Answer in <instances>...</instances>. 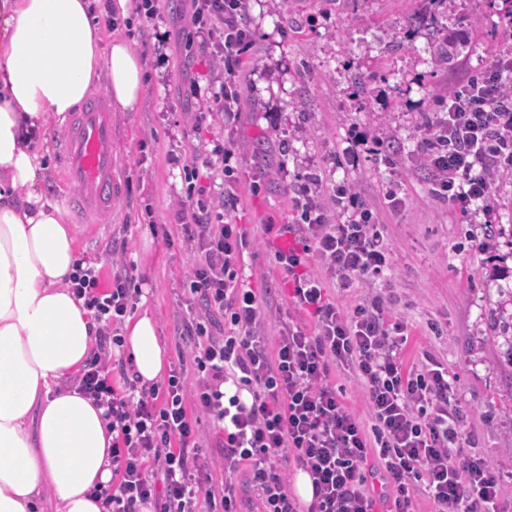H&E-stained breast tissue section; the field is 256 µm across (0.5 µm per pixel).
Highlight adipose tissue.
Listing matches in <instances>:
<instances>
[{"label": "adipose tissue", "mask_w": 512, "mask_h": 512, "mask_svg": "<svg viewBox=\"0 0 512 512\" xmlns=\"http://www.w3.org/2000/svg\"><path fill=\"white\" fill-rule=\"evenodd\" d=\"M99 0H0V512H111L112 432L77 377L97 323L69 288L72 231L44 195L49 173L24 131L73 111L91 86L138 111L146 67L105 34ZM119 352L140 385L167 365L158 320L127 319Z\"/></svg>", "instance_id": "obj_1"}]
</instances>
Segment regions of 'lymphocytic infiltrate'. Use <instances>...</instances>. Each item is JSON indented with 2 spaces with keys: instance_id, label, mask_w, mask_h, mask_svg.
Listing matches in <instances>:
<instances>
[{
  "instance_id": "f902f5d3",
  "label": "lymphocytic infiltrate",
  "mask_w": 512,
  "mask_h": 512,
  "mask_svg": "<svg viewBox=\"0 0 512 512\" xmlns=\"http://www.w3.org/2000/svg\"><path fill=\"white\" fill-rule=\"evenodd\" d=\"M243 2L192 3L197 36L205 42L218 30L224 36L226 80L209 98L216 113L232 114L238 98L233 78L249 39L238 23ZM466 86L439 103L437 132L425 151L437 193L464 216L489 208L493 176L512 173V57H496ZM311 191L302 187L301 221L286 227L293 242L274 258L292 284V306L313 314L315 328L285 324L270 345L258 333L259 298L240 280L246 233L189 188L195 205L180 210L179 221L184 237L199 245L189 291L202 311L183 320L179 368L148 388L139 387L126 363L108 358L110 346L122 343L116 326L141 293L132 270L116 275L105 291L94 267L76 269L70 288L98 323V351L79 381L114 431L112 512H139L147 504L154 512H243L245 488L261 512H302L274 465L280 455L312 479L313 499L303 512H377L380 504L384 512H415L422 494L434 512H504L493 466L463 453L466 441L455 428L463 408L451 397L447 367L434 359L406 366L407 326L389 301L342 313L323 281L307 273L310 257H317L348 289L390 267L370 209L335 224L310 200ZM335 370L362 386L368 421L349 412L341 389L330 383ZM116 372L124 382L119 390L112 385ZM229 381L238 393L225 398L219 388ZM243 390L251 402L241 401ZM203 417L216 438L208 457L201 453ZM216 468L224 472L217 485ZM376 474L386 482L383 490L368 482Z\"/></svg>"
}]
</instances>
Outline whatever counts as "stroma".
<instances>
[{
  "label": "stroma",
  "mask_w": 512,
  "mask_h": 512,
  "mask_svg": "<svg viewBox=\"0 0 512 512\" xmlns=\"http://www.w3.org/2000/svg\"><path fill=\"white\" fill-rule=\"evenodd\" d=\"M150 2L152 14L135 11L130 32L150 74L147 94L140 111L115 115L120 201L109 226L77 241L78 259L98 270L106 288L117 270L110 245L124 247L175 368L182 320L200 308L184 288L197 259L178 220L185 166L198 167L211 198L237 197L224 219L247 234L243 275L263 301L260 332L270 340L289 319L315 327L289 302L274 263L285 243L275 227L296 221L299 189L311 182L315 203L347 221L334 191L350 186L377 214L391 266L348 292L319 260L310 271L342 309L379 294L393 300L408 325L406 363L430 355L447 364L464 409L457 429L470 453L496 466L512 501V365L501 355L496 318L512 314V241L499 232L512 225V178L496 179L489 224L480 214L460 217L420 163L428 140L422 126L435 121L449 85L512 55V0H247L250 48L231 119L206 103L224 72L191 36V0ZM450 31L460 34L462 51L434 64ZM355 73L367 82L365 96L353 92ZM218 145L234 153L231 179L213 152Z\"/></svg>",
  "instance_id": "stroma-1"
}]
</instances>
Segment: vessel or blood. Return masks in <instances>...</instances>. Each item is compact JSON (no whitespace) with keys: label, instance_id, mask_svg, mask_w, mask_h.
<instances>
[{"label":"vessel or blood","instance_id":"b4317fda","mask_svg":"<svg viewBox=\"0 0 512 512\" xmlns=\"http://www.w3.org/2000/svg\"><path fill=\"white\" fill-rule=\"evenodd\" d=\"M58 155L68 189L58 202L81 232L106 223L118 194L113 153L112 106L99 93L77 111L60 116Z\"/></svg>","mask_w":512,"mask_h":512}]
</instances>
